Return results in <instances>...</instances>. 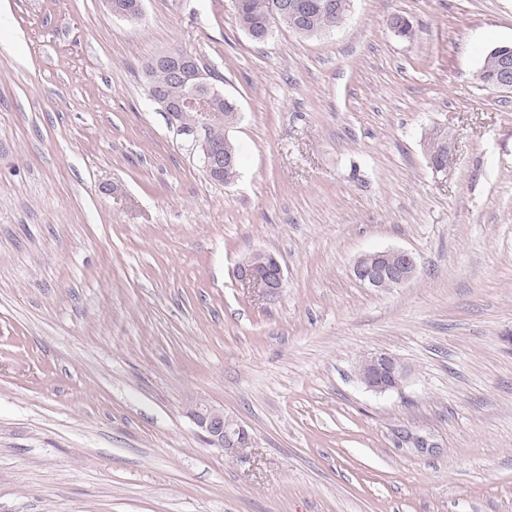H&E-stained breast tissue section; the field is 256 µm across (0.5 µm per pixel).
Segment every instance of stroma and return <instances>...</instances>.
I'll return each instance as SVG.
<instances>
[{
  "label": "stroma",
  "instance_id": "1",
  "mask_svg": "<svg viewBox=\"0 0 512 512\" xmlns=\"http://www.w3.org/2000/svg\"><path fill=\"white\" fill-rule=\"evenodd\" d=\"M143 5L0 0V512H512V95L475 78L512 0H352L262 43L231 0ZM171 50L237 107L232 184L147 95ZM391 248L417 276L361 285ZM259 251L277 297L236 276ZM377 351L401 391L360 382ZM418 272L413 253L403 249H388L360 256L354 263L355 278L367 288H380V282L389 280L393 288L411 281ZM358 376L368 390L383 394L401 390L405 385L407 373L396 357L378 352L361 360ZM204 440L212 447L240 455V448L252 447V436L238 419L205 404H197L190 413Z\"/></svg>",
  "mask_w": 512,
  "mask_h": 512
}]
</instances>
